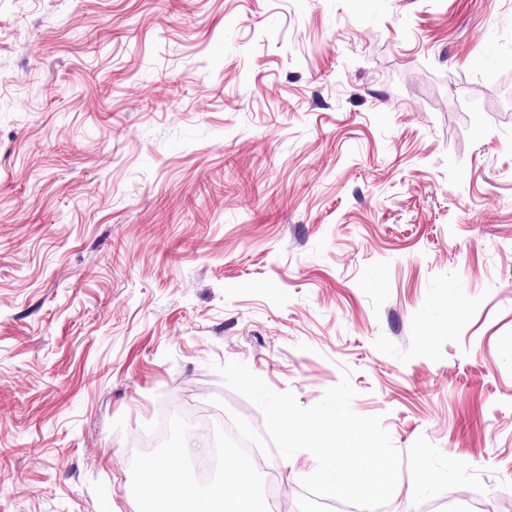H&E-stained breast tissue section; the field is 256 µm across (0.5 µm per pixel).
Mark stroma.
Returning a JSON list of instances; mask_svg holds the SVG:
<instances>
[{
    "instance_id": "35a3bbf8",
    "label": "stroma",
    "mask_w": 512,
    "mask_h": 512,
    "mask_svg": "<svg viewBox=\"0 0 512 512\" xmlns=\"http://www.w3.org/2000/svg\"><path fill=\"white\" fill-rule=\"evenodd\" d=\"M231 360L350 370L378 512L512 501V0H0V512H143L168 401L298 499Z\"/></svg>"
}]
</instances>
